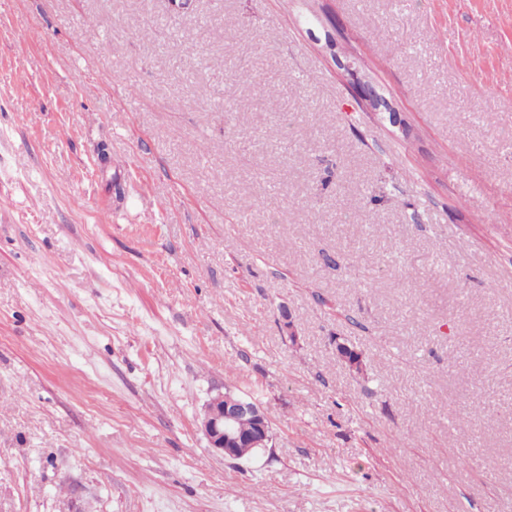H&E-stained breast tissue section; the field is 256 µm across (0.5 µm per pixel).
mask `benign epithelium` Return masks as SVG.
<instances>
[{
  "label": "benign epithelium",
  "mask_w": 512,
  "mask_h": 512,
  "mask_svg": "<svg viewBox=\"0 0 512 512\" xmlns=\"http://www.w3.org/2000/svg\"><path fill=\"white\" fill-rule=\"evenodd\" d=\"M246 415L252 417L255 426L250 433L243 435L237 431L236 423ZM200 424L209 447L226 460H237L240 448L272 447L273 434L265 410L230 389L218 392L208 400Z\"/></svg>",
  "instance_id": "1"
}]
</instances>
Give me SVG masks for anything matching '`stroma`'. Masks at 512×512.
Listing matches in <instances>:
<instances>
[{
  "label": "stroma",
  "instance_id": "1",
  "mask_svg": "<svg viewBox=\"0 0 512 512\" xmlns=\"http://www.w3.org/2000/svg\"><path fill=\"white\" fill-rule=\"evenodd\" d=\"M0 512H512V0H0ZM249 415L252 420L246 419L239 423V428L246 435L236 429L237 421ZM201 428L207 438L209 448L221 454L224 459L235 461L239 453L243 459L250 457L260 448H272L273 434L270 420L265 410L256 402L226 389L218 392L205 404L201 418Z\"/></svg>",
  "mask_w": 512,
  "mask_h": 512
}]
</instances>
